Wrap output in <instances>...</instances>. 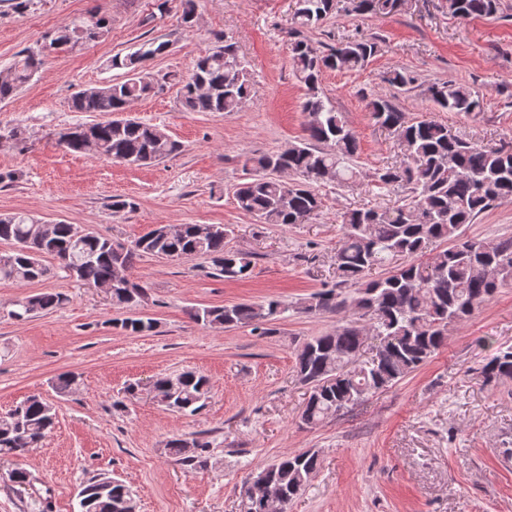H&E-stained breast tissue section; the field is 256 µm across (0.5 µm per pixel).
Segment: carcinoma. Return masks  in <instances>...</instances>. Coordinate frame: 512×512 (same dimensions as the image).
<instances>
[{
	"label": "carcinoma",
	"mask_w": 512,
	"mask_h": 512,
	"mask_svg": "<svg viewBox=\"0 0 512 512\" xmlns=\"http://www.w3.org/2000/svg\"><path fill=\"white\" fill-rule=\"evenodd\" d=\"M405 0H348L347 11L357 16L395 15ZM337 8V0H296L295 28L322 24ZM499 0H448V11L462 18L488 17L498 12ZM109 18L94 7L89 14L45 35L46 47L72 50L84 43L105 39ZM169 42L151 38L121 57L112 67L126 70L115 83L83 88L73 94L76 112L111 115L96 122L93 141H68L69 152L105 157L136 166H148L179 151V144L159 129L134 121L117 122L115 116L130 103L150 95L168 83L180 88V103L187 112H236L249 95L250 78L244 60L233 46L225 44L197 60L191 75L183 79L172 72L160 73L149 62L168 51ZM377 45L360 38L342 42L323 52L305 40L291 43L290 61L305 87L303 111L309 120L306 136L285 151L251 157V177L235 190L237 207L264 224H304L316 215L321 199L314 186L335 183L344 186L369 177L357 164L359 140L345 115L320 88L322 73L329 70L357 71L368 65ZM44 64L43 54L29 51L0 76V102L15 97ZM386 82L398 90L415 79L393 70ZM424 94L441 110L469 114L481 108L482 96L470 86L453 81L434 83ZM375 123L398 138L405 159L398 167L372 177L382 188L402 189L406 195L385 210L351 209L342 220L343 241L336 251V284L311 294L298 309L304 313L356 315L330 333L306 339L298 349L296 368L308 385L301 417L317 425L351 408L367 395L390 387L426 364L440 349L448 327L465 321L487 302L497 289L512 281V236L485 242L465 236V227L496 203L512 197V145H482L457 135L448 125L430 117L411 118L381 96L368 103ZM296 176L282 179V173ZM230 229L215 225L202 235L196 224H181L175 232L151 230L125 244L93 231L81 232L74 224L58 222L41 232L34 216L26 212L0 214V241L18 246L0 258V280L25 284L50 274L42 258L59 260L67 274L84 285L111 287L112 305L135 310L146 288L127 279L113 284L116 269L128 270L144 255L175 260L193 256L211 259L214 275L243 279L252 269L251 254L228 249ZM436 240L451 243L430 257L427 245ZM392 270L378 278L368 274L379 267ZM352 288L349 295L343 289ZM65 301L58 292L28 295L12 316L22 319L58 309ZM286 311L276 300L231 306L196 308L191 317L198 323L229 328L266 324ZM131 334L153 331L157 322L140 316L121 320ZM371 329L379 340L373 356L359 359L363 333ZM485 382L512 379V346L497 349L483 365ZM152 391L164 406L178 414H195L205 405L209 381L193 371H183L154 381ZM54 423L52 405L39 395L27 397L0 416V458H22L27 449L43 442ZM212 442L204 436L173 437L166 442L168 456L188 469L207 466ZM319 454L305 451L284 455L253 476L254 493L243 512H266L267 478L294 500L318 471ZM78 512H110L132 496L117 481L107 482L100 473L81 487Z\"/></svg>",
	"instance_id": "1"
}]
</instances>
